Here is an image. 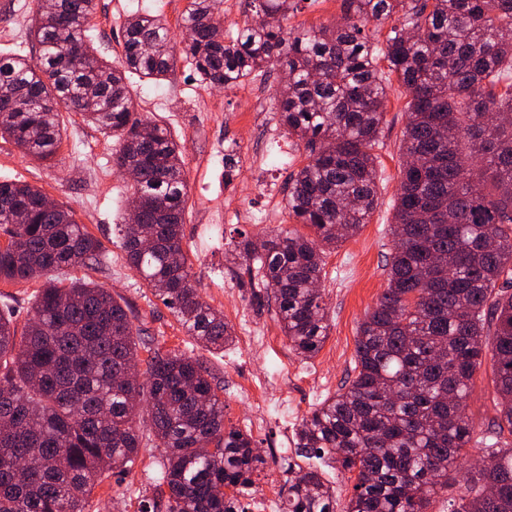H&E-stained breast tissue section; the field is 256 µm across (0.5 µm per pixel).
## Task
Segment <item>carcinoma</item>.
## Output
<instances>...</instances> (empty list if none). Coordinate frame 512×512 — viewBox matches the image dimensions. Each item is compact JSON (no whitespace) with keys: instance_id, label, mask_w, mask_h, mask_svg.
Masks as SVG:
<instances>
[{"instance_id":"carcinoma-1","label":"carcinoma","mask_w":512,"mask_h":512,"mask_svg":"<svg viewBox=\"0 0 512 512\" xmlns=\"http://www.w3.org/2000/svg\"><path fill=\"white\" fill-rule=\"evenodd\" d=\"M247 5L226 33L214 0H189L180 47L161 18L134 14L113 66L89 35L94 0H39L41 67L0 55V137L52 159L61 103L117 136L113 166L138 176L140 222L119 228L127 263L188 336L222 350L231 329L202 300L183 248L182 146L138 117L131 79L157 83L180 58L226 90L288 71L275 112L308 151L288 181V214L314 238L282 228L261 242L242 237L229 255L310 358L330 329L316 288L324 255L377 206L375 148L396 76L411 99L387 288L358 328L356 376L302 420L296 448L357 472L345 512H428L474 441L481 463L448 512H512V447L501 445L512 435V119L497 120L512 116V0H341L336 25L308 28L288 25L297 0ZM372 21L393 22L383 46L366 32ZM45 199L0 181V282L42 279L22 331L0 314V512H90L96 483L130 470L153 441L166 490L139 512H237L226 490L247 487L263 463L251 435L226 425L203 362L160 352L108 289L66 276L101 264L102 244ZM488 353L499 420L475 440L463 409ZM284 512H336V497L310 468L288 487Z\"/></svg>"}]
</instances>
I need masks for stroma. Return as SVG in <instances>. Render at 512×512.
<instances>
[{
	"label": "stroma",
	"instance_id": "stroma-1",
	"mask_svg": "<svg viewBox=\"0 0 512 512\" xmlns=\"http://www.w3.org/2000/svg\"><path fill=\"white\" fill-rule=\"evenodd\" d=\"M187 3L97 0L91 25L100 55L119 64L123 24L142 10L162 16L174 40L182 41L181 16ZM37 7L38 0H0V53L17 54L32 63L38 60L39 48L30 36ZM280 82L281 74L274 70L226 90L200 82L183 60L160 83L132 82L139 117L167 127L183 147L187 180L183 247L202 298L223 313L231 328L233 341L221 351L207 350L187 336L126 261L118 227L130 212L133 182L112 165V156L120 147L118 138L64 108L60 111L62 143L52 160H34L10 140L0 139V180L39 187L70 208L78 223L102 242V265L73 268V276L89 278L123 299L134 323L148 330L161 351L203 361L224 401L226 422L235 426L252 411L244 388H257L268 376L279 375L278 391L296 402L300 418L309 416L323 398L353 377L358 328L386 288V264L395 245L390 225L404 160L401 141L409 100L408 91L397 82L388 90L385 124L376 150L378 205L356 236L326 253L320 288L329 335L315 356L297 355L276 321L274 305L255 297L244 267L229 261L227 254L231 240L241 232L252 236L271 235L280 228L304 235L309 232L289 217L282 204L265 224L244 223L234 216L240 208L264 209L272 197L282 201L291 174L307 162L304 146L288 138L278 123L273 96ZM265 140L272 143V156L261 165L247 164L248 148ZM228 156L236 161L230 169L224 166ZM248 323L265 335L263 347L244 350L242 332ZM465 413L479 436L498 416L492 358H484L472 378ZM162 455V449L148 446L128 473L97 483L91 512H139L141 500L156 492L153 479Z\"/></svg>",
	"mask_w": 512,
	"mask_h": 512
}]
</instances>
